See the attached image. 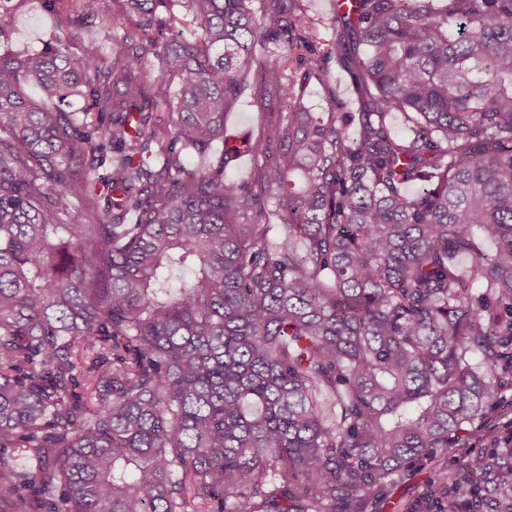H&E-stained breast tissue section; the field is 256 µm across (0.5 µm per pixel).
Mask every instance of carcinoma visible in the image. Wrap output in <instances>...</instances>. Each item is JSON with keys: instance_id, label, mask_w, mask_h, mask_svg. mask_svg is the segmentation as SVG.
Listing matches in <instances>:
<instances>
[{"instance_id": "1", "label": "carcinoma", "mask_w": 512, "mask_h": 512, "mask_svg": "<svg viewBox=\"0 0 512 512\" xmlns=\"http://www.w3.org/2000/svg\"><path fill=\"white\" fill-rule=\"evenodd\" d=\"M102 2L0 55V512H382L487 435L404 508L512 512V0H355L327 43L304 0H121L107 54ZM339 43L364 111L314 112ZM270 112H278L277 108L262 107L258 97V90L251 82L240 96L234 108L224 118V133L239 134L251 131L258 135L267 123L274 120ZM259 165V161L250 155L244 154L224 170L227 179L243 183H251L253 170ZM462 461L463 459L454 449H448V451L443 452L439 451L433 461L418 468L414 478L408 482L401 492L396 493L391 498L390 502L384 507L383 512H405L402 502L405 498L414 494L417 484L422 483L428 478H434L436 475H439V472H443L446 469L447 471L460 470ZM402 493H405L403 497H401Z\"/></svg>"}]
</instances>
